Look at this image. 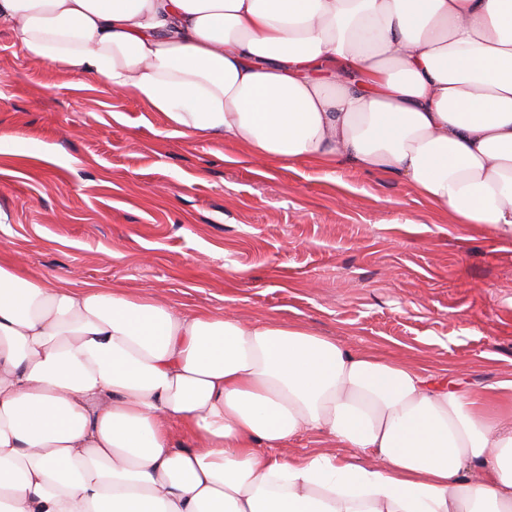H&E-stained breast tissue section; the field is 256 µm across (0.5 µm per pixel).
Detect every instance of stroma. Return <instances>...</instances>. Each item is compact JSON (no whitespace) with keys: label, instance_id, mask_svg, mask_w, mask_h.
Masks as SVG:
<instances>
[{"label":"stroma","instance_id":"1","mask_svg":"<svg viewBox=\"0 0 512 512\" xmlns=\"http://www.w3.org/2000/svg\"><path fill=\"white\" fill-rule=\"evenodd\" d=\"M0 251L50 284L299 323L482 391L512 380V241L347 162L258 164L0 29Z\"/></svg>","mask_w":512,"mask_h":512}]
</instances>
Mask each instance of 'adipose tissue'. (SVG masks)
<instances>
[{
  "instance_id": "1",
  "label": "adipose tissue",
  "mask_w": 512,
  "mask_h": 512,
  "mask_svg": "<svg viewBox=\"0 0 512 512\" xmlns=\"http://www.w3.org/2000/svg\"><path fill=\"white\" fill-rule=\"evenodd\" d=\"M1 28L180 135L392 174L512 239V0H0ZM304 434L349 453L278 456ZM0 512H512V381L0 255Z\"/></svg>"
}]
</instances>
